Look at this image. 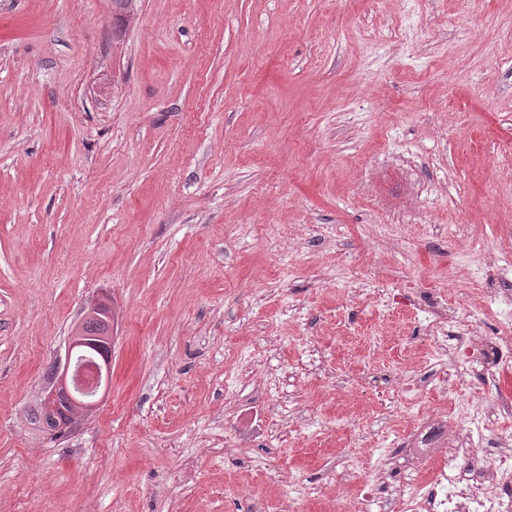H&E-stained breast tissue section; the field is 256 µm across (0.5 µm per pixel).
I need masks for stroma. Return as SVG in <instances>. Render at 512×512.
Returning <instances> with one entry per match:
<instances>
[{
    "label": "stroma",
    "instance_id": "35a3bbf8",
    "mask_svg": "<svg viewBox=\"0 0 512 512\" xmlns=\"http://www.w3.org/2000/svg\"><path fill=\"white\" fill-rule=\"evenodd\" d=\"M510 241L512 0H0V512H367L469 426L426 318L512 324ZM99 299L108 392L44 438ZM104 327L95 321H88L85 324V331L90 336H73L69 339L68 346L66 349L64 362L60 360L54 367L52 373V386L49 388L46 397L44 398V407L49 413H55L57 410V395L58 392L64 390L67 391L71 385L73 386L75 378V366H76V348H100V341L93 339L92 337L97 334L104 332ZM238 418L244 423L240 431L232 440L237 449L245 450L254 440L264 437L266 425L262 416L248 407L238 409Z\"/></svg>",
    "mask_w": 512,
    "mask_h": 512
}]
</instances>
